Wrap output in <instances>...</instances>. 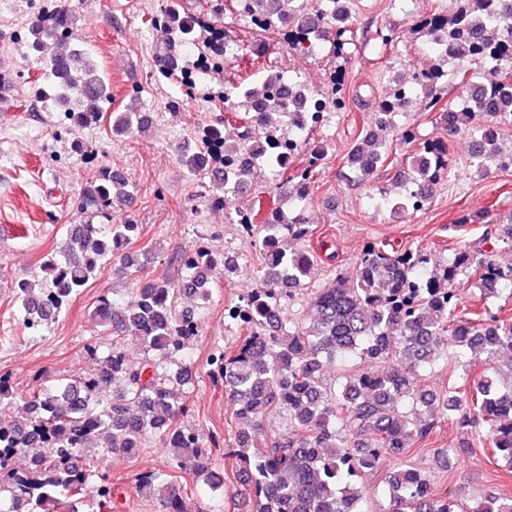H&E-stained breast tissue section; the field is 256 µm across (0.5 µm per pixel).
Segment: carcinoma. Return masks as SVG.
<instances>
[{
  "label": "carcinoma",
  "instance_id": "obj_1",
  "mask_svg": "<svg viewBox=\"0 0 512 512\" xmlns=\"http://www.w3.org/2000/svg\"><path fill=\"white\" fill-rule=\"evenodd\" d=\"M236 13L252 19L267 14L262 32L279 42L304 50L313 30L331 32L327 56L341 57L350 38L349 0H328L316 18L305 17L304 0H233ZM191 16L181 14L178 0L165 11L163 32L167 51L159 69L162 75L182 70L183 59L175 45L193 40L200 60L207 59L210 38L205 28L189 33ZM428 44L438 33L447 36L457 59L467 60L483 74L475 83L464 76L466 110L450 112L437 94H428L425 110L438 114L448 130L469 129L470 162L481 169L494 160L512 167V157L500 153L496 125L512 121V11L501 0H460L448 17L434 16L421 24ZM50 92L46 101L62 108L79 129L101 120L98 103L112 96L109 83L90 53L75 50L64 57L54 54L43 62ZM255 88L243 81L224 87V117L235 123L237 142L217 150L218 129L203 132L201 146L182 152L179 161L197 175L210 164H224V155L242 150L265 166L273 180L288 174L296 181L297 201L306 200L316 162L323 154L312 153L306 165L291 163L299 150L281 152L273 143V125L261 120L288 102L302 104L293 113L306 119L296 128L309 133L327 117L346 108L340 85L318 94L297 80L288 82V98L254 103ZM409 94L399 86L385 90L375 112L374 127L350 152L352 167L365 178L382 163L379 147L397 135L407 155L412 176L398 173L394 181L403 193L386 197L393 209L419 211L429 196L415 187L438 184L448 177L452 159L439 141L421 138L415 127L396 128L395 116L407 108ZM114 136H125L140 125L134 112L111 113ZM251 170L239 166L222 173L214 182L224 197V218L240 226L243 236L263 235L271 249L256 270L259 282L250 296L224 306V323L241 331L238 344L216 347L208 358L211 375L224 379L231 406L224 417V437L204 434L185 424L195 409L184 386L191 378L180 313L183 288L193 289L198 300H209L210 272L221 260L208 242L170 257L174 276L145 280L128 301L102 296L95 306V325L110 327L116 335L103 355L91 342L86 352L99 357L97 367L76 378L40 384L25 398L22 419L0 429V512H103L112 504V482L99 474L90 454L105 448L134 456L146 437L155 434L170 448V466L184 474L206 476L209 489L218 491L224 481L212 468L213 449L224 445V459L233 478L246 484L254 512H374L370 494L358 481L362 471L374 469L384 457L401 460L389 473L384 491L387 506L379 512H512V495H439L429 480L413 466L412 454L424 446L427 421L453 413L467 428V438L483 444L512 468V360L508 382L498 386L493 376L502 372L503 351H512V317L484 310L470 317L461 309L455 283L464 276L486 295L507 290L512 295V266L491 258L499 246L512 247V221H490L484 241L490 249L475 252L467 246L455 250L442 274L429 276L427 258L418 248L387 249L376 242L363 245L353 270L330 265L326 286L311 289V314L306 323H292L282 315L285 303L304 290L318 259L292 251L288 240L312 232L293 218L282 223L276 209L262 223L250 208L229 211L237 190L248 185ZM128 182L106 168L99 170L76 209L86 214L85 223L69 233L66 259H48L38 283L18 285L17 302L24 327L41 334L80 293L101 261H113L117 274L140 278L141 269L129 261L122 247L138 234V225L125 219L107 223L112 205L129 197ZM138 339L153 357L139 365L129 363L122 339ZM455 349V366L448 367V383L436 389L411 381L420 369L448 358ZM359 354L384 367L381 373L354 372L341 385L323 376L324 364ZM489 366L492 375L478 380L456 373L457 365L473 362ZM270 412L288 417V431L269 435L263 446L255 444L259 418ZM92 489V498L86 490ZM141 496L157 499L163 512H186L185 500L164 471L149 470L138 477Z\"/></svg>",
  "mask_w": 512,
  "mask_h": 512
}]
</instances>
